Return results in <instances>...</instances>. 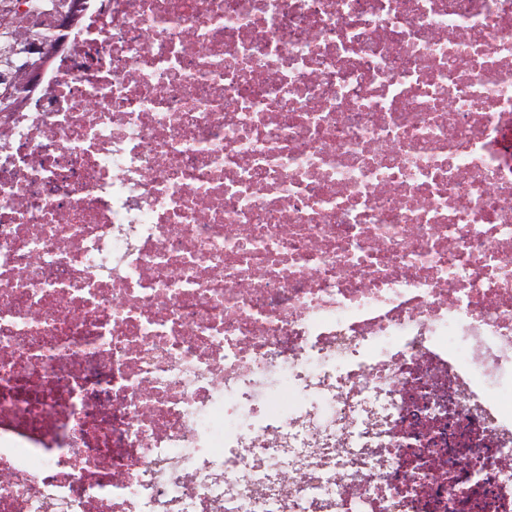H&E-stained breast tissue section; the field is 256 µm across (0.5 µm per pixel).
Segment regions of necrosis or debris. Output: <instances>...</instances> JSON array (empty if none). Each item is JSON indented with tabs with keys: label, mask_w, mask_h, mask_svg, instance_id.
I'll return each mask as SVG.
<instances>
[{
	"label": "necrosis or debris",
	"mask_w": 512,
	"mask_h": 512,
	"mask_svg": "<svg viewBox=\"0 0 512 512\" xmlns=\"http://www.w3.org/2000/svg\"><path fill=\"white\" fill-rule=\"evenodd\" d=\"M35 2L0 512H512V0Z\"/></svg>",
	"instance_id": "obj_1"
}]
</instances>
